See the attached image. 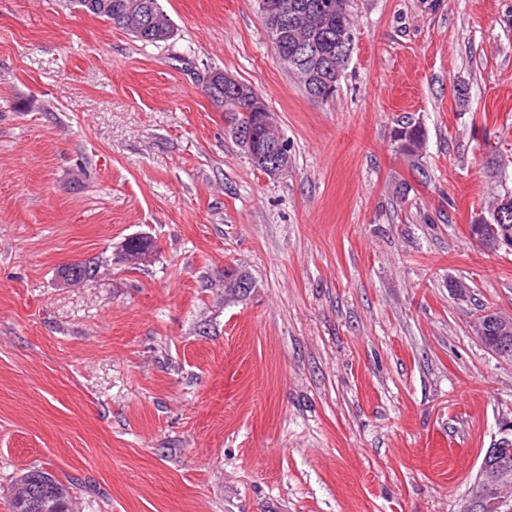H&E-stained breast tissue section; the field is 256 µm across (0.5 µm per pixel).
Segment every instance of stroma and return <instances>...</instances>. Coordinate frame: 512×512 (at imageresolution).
Masks as SVG:
<instances>
[{
    "label": "stroma",
    "mask_w": 512,
    "mask_h": 512,
    "mask_svg": "<svg viewBox=\"0 0 512 512\" xmlns=\"http://www.w3.org/2000/svg\"><path fill=\"white\" fill-rule=\"evenodd\" d=\"M160 5L174 35L145 45L0 0V512L30 467L78 512H462L512 421V361L470 330L512 314V253L467 234L512 192V0H350L319 103L255 0ZM216 69L276 114L282 176L230 137ZM407 119L417 168L393 144ZM139 232L145 264H110ZM397 128L402 129L404 132L403 141L399 149H397V152L405 156L406 154L416 151L417 154H415V158L411 160L413 162L412 165L416 166V163H418L420 153L425 142L424 130L420 125L412 123L410 120L406 122H398L396 129ZM396 129L394 130V132L396 131Z\"/></svg>",
    "instance_id": "obj_1"
}]
</instances>
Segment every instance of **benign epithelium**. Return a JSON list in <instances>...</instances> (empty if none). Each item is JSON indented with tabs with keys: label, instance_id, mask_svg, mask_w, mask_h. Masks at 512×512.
Wrapping results in <instances>:
<instances>
[{
	"label": "benign epithelium",
	"instance_id": "1",
	"mask_svg": "<svg viewBox=\"0 0 512 512\" xmlns=\"http://www.w3.org/2000/svg\"><path fill=\"white\" fill-rule=\"evenodd\" d=\"M258 10L263 20L273 29L288 24V11L282 0H258ZM224 83V88L234 90L249 97L252 116L256 119L258 133L236 140L241 151L251 161L260 165L265 172L276 178L288 171L290 159L282 145V137L277 129L274 113L270 112L264 98L253 90H248L234 76L222 71L208 73L205 82ZM500 218L494 211L474 214V228L490 225L493 235L487 236L479 246L487 252L512 250V226L493 224L491 220ZM473 335L488 349L502 358H512V316L494 309L483 311L473 320ZM512 452V422L501 423L498 438L491 447L485 449L479 468L482 478L477 480L468 492V505L465 512H509L512 509V481L508 474V454Z\"/></svg>",
	"mask_w": 512,
	"mask_h": 512
}]
</instances>
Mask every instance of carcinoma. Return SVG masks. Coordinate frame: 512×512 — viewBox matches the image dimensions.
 I'll list each match as a JSON object with an SVG mask.
<instances>
[{
    "mask_svg": "<svg viewBox=\"0 0 512 512\" xmlns=\"http://www.w3.org/2000/svg\"><path fill=\"white\" fill-rule=\"evenodd\" d=\"M337 0H286L288 2V27L274 31L267 29L273 48L300 53L306 59L312 73V83L300 84L306 96L314 102H325L332 96L352 48L339 47L336 44V30L341 20H351L348 2L343 0L344 12L339 13L327 8V2ZM70 10L86 13L105 20L125 30L137 40L146 44L165 42L173 35L170 18L160 7L159 0L154 3L155 15L163 20L156 24H145L142 29L129 22L134 6L145 0H63ZM205 95L219 109L228 113L229 127H245L248 124L246 113L251 108L245 100L226 98L224 84L203 87ZM397 127L404 132L403 141L397 152L406 155L415 153L413 163H418L425 142V133L421 126L411 121H400ZM56 502L55 512H73L74 501L70 486L56 475L44 469L26 468L17 478L11 490V512H43L47 501Z\"/></svg>",
    "mask_w": 512,
    "mask_h": 512,
    "instance_id": "obj_1",
    "label": "carcinoma"
}]
</instances>
